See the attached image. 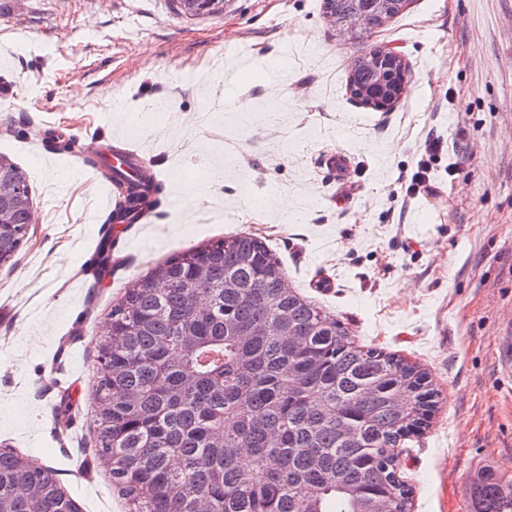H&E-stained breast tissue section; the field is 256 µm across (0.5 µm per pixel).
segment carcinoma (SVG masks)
Listing matches in <instances>:
<instances>
[{"instance_id":"1","label":"carcinoma","mask_w":512,"mask_h":512,"mask_svg":"<svg viewBox=\"0 0 512 512\" xmlns=\"http://www.w3.org/2000/svg\"><path fill=\"white\" fill-rule=\"evenodd\" d=\"M85 164L109 184L107 223L131 224L166 202L143 171ZM20 183L25 203L8 193ZM0 265L31 222L30 185L0 156ZM229 275L236 288H217ZM98 342L95 461L128 512H366L392 492L407 512L394 449L428 426L438 394L427 374L364 348L317 303L285 288L282 264L243 234L157 264L110 310ZM83 512L53 467L0 448V512ZM472 512H512V481H473Z\"/></svg>"}]
</instances>
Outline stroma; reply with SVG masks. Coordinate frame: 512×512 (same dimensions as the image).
Listing matches in <instances>:
<instances>
[{
  "instance_id": "obj_1",
  "label": "stroma",
  "mask_w": 512,
  "mask_h": 512,
  "mask_svg": "<svg viewBox=\"0 0 512 512\" xmlns=\"http://www.w3.org/2000/svg\"><path fill=\"white\" fill-rule=\"evenodd\" d=\"M409 71L402 100H350L361 52L322 0H226L192 20L167 0H0V154L25 172L34 219L0 266V448L53 467L84 512H125L94 453L97 344L126 288L167 257L235 234L266 241L289 288L363 346L424 369L438 404L398 448L409 512H469L492 470L512 479V0H409L374 29ZM232 66L231 106L213 110ZM152 140L164 216L116 224L120 268L68 282L103 242L112 195L94 170L55 155L52 130L84 153L101 136ZM444 147L431 190L410 199L427 137ZM347 156L343 175L322 163ZM213 185L188 197L185 184Z\"/></svg>"
}]
</instances>
